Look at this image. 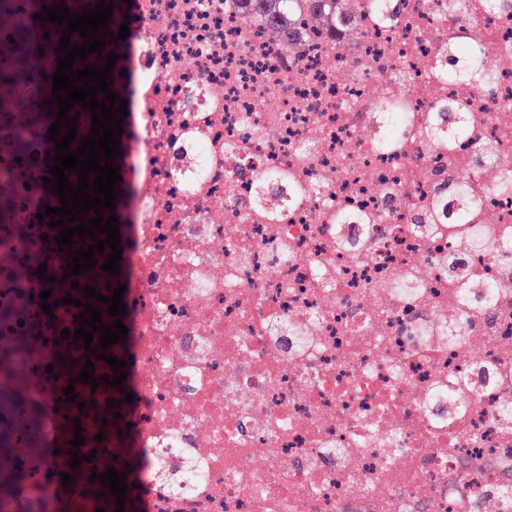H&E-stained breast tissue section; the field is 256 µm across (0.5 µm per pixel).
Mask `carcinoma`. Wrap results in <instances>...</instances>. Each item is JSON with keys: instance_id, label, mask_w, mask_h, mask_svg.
<instances>
[{"instance_id": "carcinoma-1", "label": "carcinoma", "mask_w": 512, "mask_h": 512, "mask_svg": "<svg viewBox=\"0 0 512 512\" xmlns=\"http://www.w3.org/2000/svg\"><path fill=\"white\" fill-rule=\"evenodd\" d=\"M239 17L252 27L263 31L280 55L292 58L301 53L305 44L318 36L334 38L340 47L349 50L359 41L362 17L371 8L381 19L388 21L397 16L394 0H223ZM125 40L112 45L119 55L110 72L113 85L109 89L125 98L126 78L120 75L126 58ZM11 60L8 69H0V100L9 99L14 106L12 114L0 119V125L22 126L27 137L0 139V151L14 160V167L32 172L39 162L38 147L50 152L47 166L55 164V141L49 139V127L56 122L57 113H48L45 100L52 93L50 78L38 44L31 39L29 27L18 21L0 34V58ZM454 63L448 71V80L474 85V89L487 94L495 83L490 52L469 50L461 52L455 43L439 49L435 67L441 68L445 60ZM439 115L433 120L429 136L437 142L465 137L466 117L472 105L456 101H440L435 107ZM21 161H16V158ZM19 475L12 469L0 467V498L19 494Z\"/></svg>"}]
</instances>
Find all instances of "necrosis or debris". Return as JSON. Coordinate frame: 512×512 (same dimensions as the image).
<instances>
[{
  "instance_id": "1",
  "label": "necrosis or debris",
  "mask_w": 512,
  "mask_h": 512,
  "mask_svg": "<svg viewBox=\"0 0 512 512\" xmlns=\"http://www.w3.org/2000/svg\"><path fill=\"white\" fill-rule=\"evenodd\" d=\"M463 2L404 0L397 23L364 17L354 53L326 39L287 60L223 0H136L145 162L121 263L140 405L79 382L89 354L93 377L113 368L63 334L85 287L112 296L107 254L49 314L33 301L49 282L0 263V346L42 326L0 374V464L41 489L29 512H51L67 418L79 512H113L100 476L130 456L147 512H512V195L495 191L512 175V20ZM450 38L490 50L494 93L435 68ZM394 94L408 126L389 144L375 102ZM439 96L472 102L464 144L428 138ZM445 180L475 191L464 223ZM261 184L287 221L256 205ZM39 198L31 184L0 213V251L61 272L74 247L10 231Z\"/></svg>"
}]
</instances>
